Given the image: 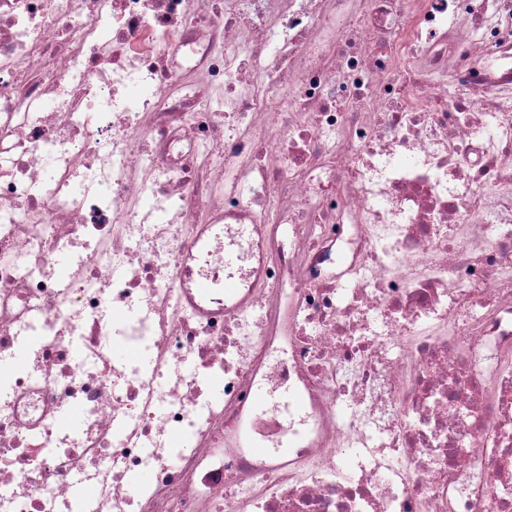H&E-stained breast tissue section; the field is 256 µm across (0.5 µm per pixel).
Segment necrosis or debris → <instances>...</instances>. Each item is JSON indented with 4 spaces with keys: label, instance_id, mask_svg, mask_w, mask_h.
Wrapping results in <instances>:
<instances>
[{
    "label": "necrosis or debris",
    "instance_id": "obj_1",
    "mask_svg": "<svg viewBox=\"0 0 512 512\" xmlns=\"http://www.w3.org/2000/svg\"><path fill=\"white\" fill-rule=\"evenodd\" d=\"M0 512H512V0H0Z\"/></svg>",
    "mask_w": 512,
    "mask_h": 512
}]
</instances>
